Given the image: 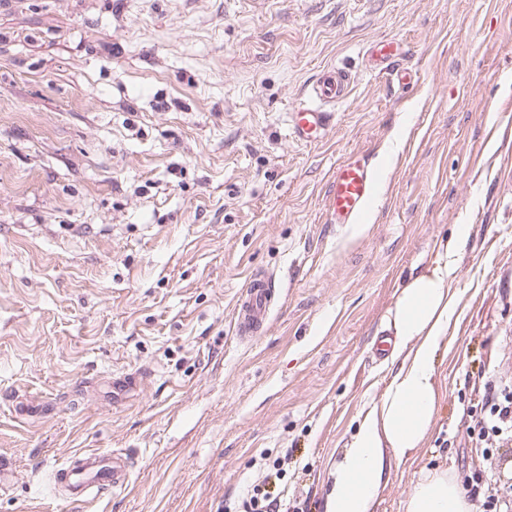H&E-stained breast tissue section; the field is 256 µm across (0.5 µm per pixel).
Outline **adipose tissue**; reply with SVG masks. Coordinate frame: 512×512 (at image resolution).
<instances>
[{"label":"adipose tissue","mask_w":512,"mask_h":512,"mask_svg":"<svg viewBox=\"0 0 512 512\" xmlns=\"http://www.w3.org/2000/svg\"><path fill=\"white\" fill-rule=\"evenodd\" d=\"M466 233V225H459L457 240L446 243L435 266L411 275L398 289L387 384L379 401L359 415L332 473L325 512H375L392 460L410 457L423 444L438 406L436 355L459 304L451 288L453 256ZM405 512H471V505L454 478L436 470L414 484Z\"/></svg>","instance_id":"ef3b65f1"}]
</instances>
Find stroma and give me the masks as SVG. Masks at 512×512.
Here are the masks:
<instances>
[{"instance_id": "35a3bbf8", "label": "stroma", "mask_w": 512, "mask_h": 512, "mask_svg": "<svg viewBox=\"0 0 512 512\" xmlns=\"http://www.w3.org/2000/svg\"><path fill=\"white\" fill-rule=\"evenodd\" d=\"M380 38L408 44L415 88L366 69ZM331 65L354 89L297 143L290 109ZM355 155L378 183L341 227L323 199ZM461 224L437 414L376 512L430 470L464 482L478 374L512 380V0H0V512H224L279 457L323 512L397 290ZM257 272L281 290L243 343ZM113 448L126 488L52 496L56 467ZM277 280L273 276L252 275L240 295L235 311L234 332L244 339L261 333L274 307Z\"/></svg>"}]
</instances>
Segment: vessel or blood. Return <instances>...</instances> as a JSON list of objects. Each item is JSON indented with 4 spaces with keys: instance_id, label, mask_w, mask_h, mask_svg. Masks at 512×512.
<instances>
[{
    "instance_id": "b4317fda",
    "label": "vessel or blood",
    "mask_w": 512,
    "mask_h": 512,
    "mask_svg": "<svg viewBox=\"0 0 512 512\" xmlns=\"http://www.w3.org/2000/svg\"><path fill=\"white\" fill-rule=\"evenodd\" d=\"M365 55L379 76L405 87L417 81L411 68L402 64L405 46L395 40L379 39L369 44ZM353 77L342 68L323 70L291 109L290 134L297 141L313 144L333 126L337 105L352 90ZM375 193V177L365 160L350 158L333 171L324 209L331 223L350 224L360 219ZM277 281L271 276H251L235 311L234 332L239 338L258 335L267 326L274 307ZM131 466L119 450L90 451L74 455L53 473L55 485L66 491V499L83 505L93 501L97 488H123L130 481Z\"/></svg>"
}]
</instances>
